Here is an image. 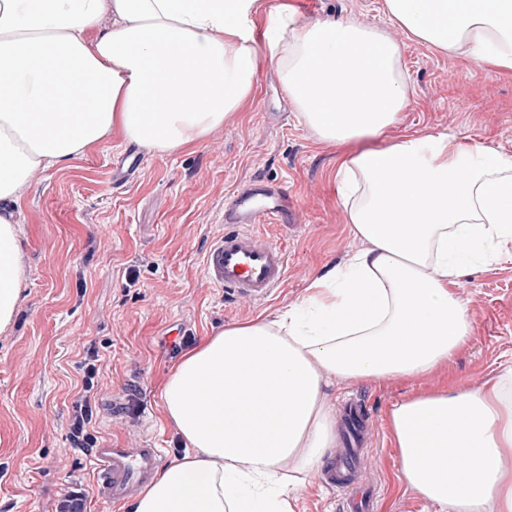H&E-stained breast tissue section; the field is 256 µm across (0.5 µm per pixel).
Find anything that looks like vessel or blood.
I'll return each mask as SVG.
<instances>
[{"instance_id": "vessel-or-blood-1", "label": "vessel or blood", "mask_w": 512, "mask_h": 512, "mask_svg": "<svg viewBox=\"0 0 512 512\" xmlns=\"http://www.w3.org/2000/svg\"><path fill=\"white\" fill-rule=\"evenodd\" d=\"M288 215V195L251 182L224 200L222 237L213 240L205 258L209 282L237 298L262 302L281 288L288 277V254L256 231L257 225L283 222ZM91 460L97 485L118 503L138 491L157 472V448H94ZM321 477L341 496L344 512H376L377 490L367 485L354 466L337 461Z\"/></svg>"}]
</instances>
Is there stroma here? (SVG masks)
<instances>
[{
    "label": "stroma",
    "mask_w": 512,
    "mask_h": 512,
    "mask_svg": "<svg viewBox=\"0 0 512 512\" xmlns=\"http://www.w3.org/2000/svg\"><path fill=\"white\" fill-rule=\"evenodd\" d=\"M306 17H352L385 28L403 49L409 105L378 145L404 133L445 131L512 154V70L480 66L411 41L389 25L381 0H293ZM128 148L121 135L70 166L35 171L22 190L19 263L24 277L13 324L0 332V512H125L106 503L91 454L74 448L71 415L90 403L92 444L162 449L165 464L185 448L160 407V387L180 357L177 343L235 323L274 318L301 302L312 280L363 249L336 198L344 147L317 139L261 65L253 96L195 148L143 149L133 176L112 174ZM261 181L286 189L287 223L259 231L288 254V278L264 303L228 299L204 275V256L224 232V198ZM457 293L469 342L448 363L413 379L333 381L325 402L348 398L367 413L365 481L379 487L378 512H435L395 478L398 450L387 427L391 404L453 383L475 392L512 365V253L463 277ZM97 384L85 392L87 363Z\"/></svg>",
    "instance_id": "stroma-1"
}]
</instances>
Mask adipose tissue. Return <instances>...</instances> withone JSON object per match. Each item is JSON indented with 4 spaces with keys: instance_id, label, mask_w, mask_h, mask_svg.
Instances as JSON below:
<instances>
[{
    "instance_id": "adipose-tissue-1",
    "label": "adipose tissue",
    "mask_w": 512,
    "mask_h": 512,
    "mask_svg": "<svg viewBox=\"0 0 512 512\" xmlns=\"http://www.w3.org/2000/svg\"><path fill=\"white\" fill-rule=\"evenodd\" d=\"M382 10L422 44L512 70V0ZM264 62L320 139L359 143L336 189L365 247L274 319L224 327L183 353L161 403L186 452L128 512H294L303 475L336 445L332 380L448 363L470 338L461 277L512 244L511 154L445 132L362 147L409 104L401 48L381 28L307 19L288 0H0V332L20 300L14 217L30 175L115 133L185 151L242 108ZM387 429L400 483L436 512H512L511 366L475 393L447 385L394 402Z\"/></svg>"
}]
</instances>
